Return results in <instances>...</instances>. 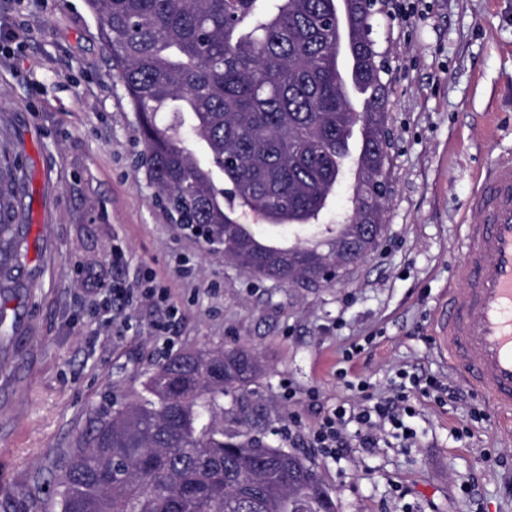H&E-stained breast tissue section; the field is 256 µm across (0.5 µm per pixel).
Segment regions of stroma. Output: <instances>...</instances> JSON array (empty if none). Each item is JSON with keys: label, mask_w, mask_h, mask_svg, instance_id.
Wrapping results in <instances>:
<instances>
[{"label": "stroma", "mask_w": 512, "mask_h": 512, "mask_svg": "<svg viewBox=\"0 0 512 512\" xmlns=\"http://www.w3.org/2000/svg\"><path fill=\"white\" fill-rule=\"evenodd\" d=\"M384 0L392 193L384 237L341 284L241 272L158 205L143 144L86 0H0V144L27 167L31 244L0 307V512H41L90 416L134 399L165 357L244 346L264 368L244 414L306 458L336 512H512V413L434 343L470 203L512 156V0ZM441 392L412 389L413 379ZM456 398H448L445 387ZM407 390L413 445L334 456L311 435L336 408Z\"/></svg>", "instance_id": "stroma-1"}]
</instances>
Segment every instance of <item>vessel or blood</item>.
<instances>
[{"mask_svg":"<svg viewBox=\"0 0 512 512\" xmlns=\"http://www.w3.org/2000/svg\"><path fill=\"white\" fill-rule=\"evenodd\" d=\"M476 209L480 221L467 227L435 341L461 376L512 412V157L492 165Z\"/></svg>","mask_w":512,"mask_h":512,"instance_id":"vessel-or-blood-1","label":"vessel or blood"}]
</instances>
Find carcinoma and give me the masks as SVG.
I'll use <instances>...</instances> for the list:
<instances>
[{
    "mask_svg": "<svg viewBox=\"0 0 512 512\" xmlns=\"http://www.w3.org/2000/svg\"><path fill=\"white\" fill-rule=\"evenodd\" d=\"M332 0H86L112 70L138 119L142 162L171 219L245 273L294 284L336 259L338 245L376 249L389 182L388 91L372 37L377 13L350 0L351 43H338ZM367 135L351 149L357 124ZM205 148L186 146L184 125ZM359 159L349 234L323 224L348 162ZM26 171L0 152V286L28 254L9 197ZM313 226L308 250L262 242L242 224ZM263 373L242 346L184 349L161 363L134 401L96 413L58 465L60 512H336L314 470L262 443L244 418L224 429V398L240 403Z\"/></svg>",
    "mask_w": 512,
    "mask_h": 512,
    "instance_id": "cac0c4a2",
    "label": "carcinoma"
}]
</instances>
